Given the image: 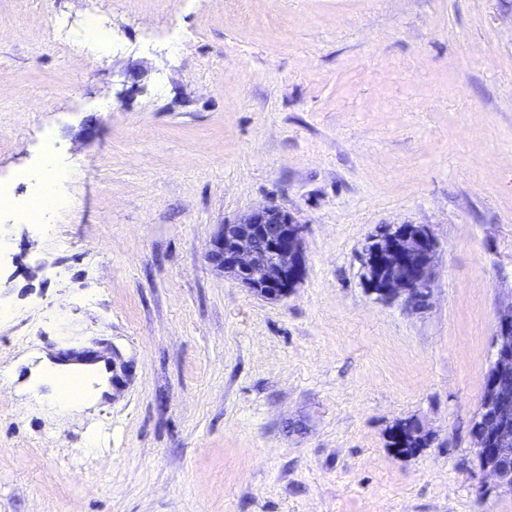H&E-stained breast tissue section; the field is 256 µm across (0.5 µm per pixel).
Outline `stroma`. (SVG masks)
Instances as JSON below:
<instances>
[{
    "label": "stroma",
    "instance_id": "1",
    "mask_svg": "<svg viewBox=\"0 0 512 512\" xmlns=\"http://www.w3.org/2000/svg\"><path fill=\"white\" fill-rule=\"evenodd\" d=\"M57 16L115 47L48 45ZM47 140L64 206L0 212V373L68 346L118 389L61 416L0 384V512H512L471 452L512 301V0H0L18 201ZM261 204L305 226L280 301L206 259ZM396 224L438 242L418 310L362 278ZM405 424L402 426V436L398 439H395L393 436L390 437V445L396 450L398 454L411 456L414 455L418 450L417 448H425L428 444L427 439H421L413 434L410 431L411 420L404 421Z\"/></svg>",
    "mask_w": 512,
    "mask_h": 512
}]
</instances>
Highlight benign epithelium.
<instances>
[{
	"instance_id": "benign-epithelium-1",
	"label": "benign epithelium",
	"mask_w": 512,
	"mask_h": 512,
	"mask_svg": "<svg viewBox=\"0 0 512 512\" xmlns=\"http://www.w3.org/2000/svg\"><path fill=\"white\" fill-rule=\"evenodd\" d=\"M304 231L288 210L259 206L220 225L207 259L255 295L281 300L304 277ZM437 248L426 226L381 227L362 253L367 291L382 302L425 306ZM494 347L472 439L480 470L512 493V303L497 313Z\"/></svg>"
}]
</instances>
